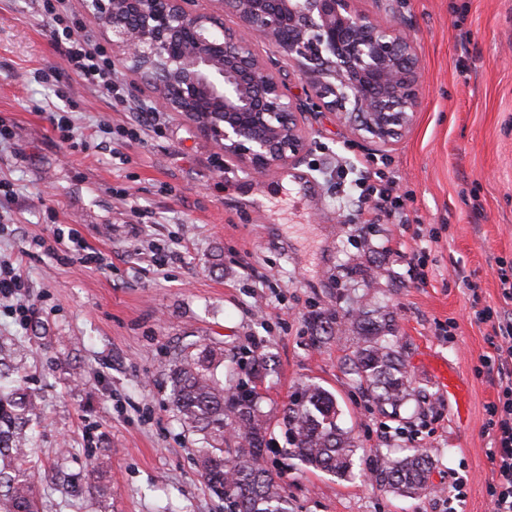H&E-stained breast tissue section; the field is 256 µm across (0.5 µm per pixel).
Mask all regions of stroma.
<instances>
[{
  "label": "stroma",
  "mask_w": 512,
  "mask_h": 512,
  "mask_svg": "<svg viewBox=\"0 0 512 512\" xmlns=\"http://www.w3.org/2000/svg\"><path fill=\"white\" fill-rule=\"evenodd\" d=\"M361 7L416 34L415 121L380 152L334 113L307 114L296 166L317 184L307 197L282 169L257 177L225 160L176 112L131 142L132 110L153 105L154 94L121 68L98 0H68L69 12L116 63L127 112L70 77L41 0H0V126L9 131L0 182L12 189L0 196V265H20L26 277L20 297H0V341L23 345L42 410L31 455L41 512H224L200 477L197 437L170 404L171 360L192 343L223 350L217 374L228 385L269 356L256 381L265 460L287 477L293 512H436L434 492L460 469L463 512H492L484 423L496 389L475 371L492 329L476 324L471 303L503 306L498 267L512 266V0ZM54 115L69 119L72 141L54 130ZM383 156L408 195L409 224L384 221L366 234L357 190L330 173ZM401 246L425 252L426 282ZM91 252L98 262H87ZM158 252L172 262L154 264ZM360 312L392 324L413 389L398 412L374 403L342 364ZM451 320L448 341L440 327ZM440 366L457 377L461 401L441 388ZM306 383L335 396L362 471L406 445L377 438L376 427L416 431L431 492L402 497L364 473L341 479L285 454L282 409ZM98 458L109 462L103 497L89 475Z\"/></svg>",
  "instance_id": "stroma-1"
}]
</instances>
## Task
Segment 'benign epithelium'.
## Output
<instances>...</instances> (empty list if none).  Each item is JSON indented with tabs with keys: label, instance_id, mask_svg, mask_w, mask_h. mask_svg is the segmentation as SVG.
Masks as SVG:
<instances>
[{
	"label": "benign epithelium",
	"instance_id": "7a95c632",
	"mask_svg": "<svg viewBox=\"0 0 512 512\" xmlns=\"http://www.w3.org/2000/svg\"><path fill=\"white\" fill-rule=\"evenodd\" d=\"M188 0H106L134 72L158 105L195 123L252 174L300 163L304 118L333 112L380 150L414 122L419 96L417 41L400 24L383 25L359 0H218L238 19L221 27ZM260 37L306 86L294 96L251 47Z\"/></svg>",
	"mask_w": 512,
	"mask_h": 512
}]
</instances>
